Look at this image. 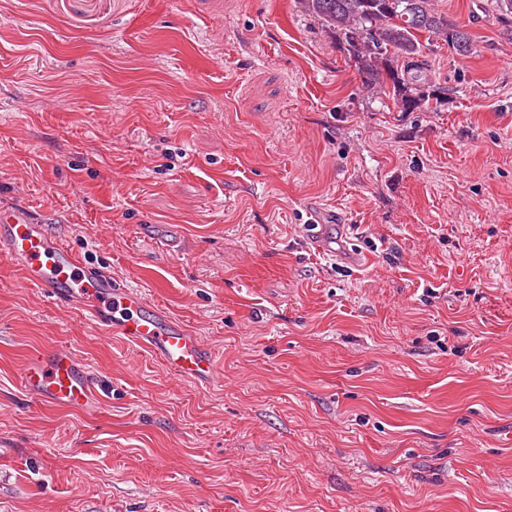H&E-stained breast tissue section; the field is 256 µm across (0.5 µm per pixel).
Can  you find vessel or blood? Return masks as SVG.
<instances>
[{
	"label": "vessel or blood",
	"instance_id": "1",
	"mask_svg": "<svg viewBox=\"0 0 512 512\" xmlns=\"http://www.w3.org/2000/svg\"><path fill=\"white\" fill-rule=\"evenodd\" d=\"M0 258L18 267L28 285L44 289L57 301L79 306L96 324L111 326L149 349L172 376L201 385L214 381L215 357L197 336L137 290L81 265L45 225L17 211H0ZM22 384L41 404L92 409L98 403L86 368L62 350L32 359L22 372Z\"/></svg>",
	"mask_w": 512,
	"mask_h": 512
}]
</instances>
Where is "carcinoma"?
Wrapping results in <instances>:
<instances>
[{
    "label": "carcinoma",
    "instance_id": "cac0c4a2",
    "mask_svg": "<svg viewBox=\"0 0 512 512\" xmlns=\"http://www.w3.org/2000/svg\"><path fill=\"white\" fill-rule=\"evenodd\" d=\"M303 10L328 30L336 48L354 63L361 91L387 98L401 112H420L442 103L448 88L422 76L430 39L439 38L456 55L473 54L467 25L448 20L433 0H299ZM501 34L512 43V0H492Z\"/></svg>",
    "mask_w": 512,
    "mask_h": 512
}]
</instances>
